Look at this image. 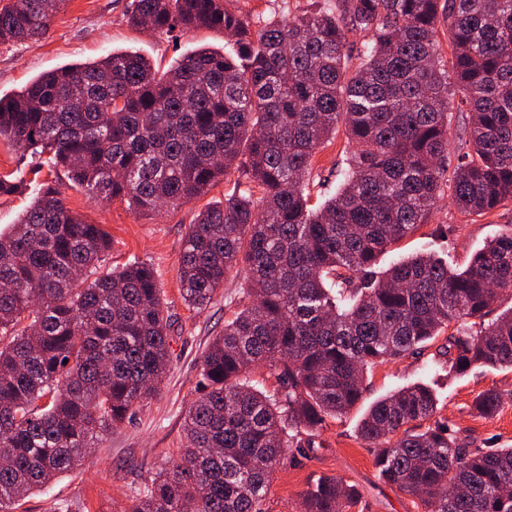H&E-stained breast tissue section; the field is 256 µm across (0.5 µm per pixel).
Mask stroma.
Masks as SVG:
<instances>
[{
	"mask_svg": "<svg viewBox=\"0 0 512 512\" xmlns=\"http://www.w3.org/2000/svg\"><path fill=\"white\" fill-rule=\"evenodd\" d=\"M133 0H65L47 35L37 41L0 45V96L19 92L37 76L59 67L93 62L116 50H131L154 66L167 69L184 55L207 47L230 52L223 30L203 28L167 37L129 26L126 14ZM347 140L337 132L331 143L312 160L311 204L333 195L340 182ZM233 177L218 181L200 199L175 210L138 217L126 202H100L61 179L59 188L67 207L83 220L100 225L112 239L108 263L120 266L136 259L152 264L162 288V298L173 318L171 358L158 396L139 406L118 430L103 432L78 469L63 474L50 488L26 498L25 512H127L136 488L149 483L157 470L184 446V418L197 397L202 355L224 328L238 299L242 274L230 273L224 288L201 313L189 310L181 298L178 278L183 242L200 209L223 200ZM454 226L448 237L436 228ZM512 230V207L484 217L460 214L450 199H440L429 224L392 246L378 260L386 269L400 257L435 251L448 255L453 264L466 267L472 255L495 236ZM447 335H440L424 351L373 369L356 407L339 419L328 420L312 439L311 451L277 469L265 502L266 512H303V493L321 477H336L357 485L362 499L350 512H423L418 497L400 492L383 482L369 448L356 438L358 420L372 402L404 386L423 382L439 399V415L456 432L466 449L512 445V369L469 366L456 374L442 370ZM498 390L502 410L486 419L475 414L477 394Z\"/></svg>",
	"mask_w": 512,
	"mask_h": 512,
	"instance_id": "stroma-1",
	"label": "stroma"
}]
</instances>
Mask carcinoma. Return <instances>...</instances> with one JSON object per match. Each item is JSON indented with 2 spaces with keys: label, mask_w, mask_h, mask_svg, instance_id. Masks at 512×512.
<instances>
[{
  "label": "carcinoma",
  "mask_w": 512,
  "mask_h": 512,
  "mask_svg": "<svg viewBox=\"0 0 512 512\" xmlns=\"http://www.w3.org/2000/svg\"><path fill=\"white\" fill-rule=\"evenodd\" d=\"M61 3L7 0L0 44L44 36ZM128 22L219 28L233 52L197 49L163 72L127 51L65 65L0 97V140L136 216L238 174L190 225L178 273L185 304L203 310L242 263L247 304L203 356L180 460L135 491L130 512H264L272 474L305 454L300 435L349 413L369 369L452 322L448 372L512 368V312L482 322L512 292V232L462 270L432 253L375 269L445 195L465 216L512 203V0H312L270 22L231 0H134ZM356 30L369 43L355 56ZM451 90L469 114L452 152ZM341 127L353 153L313 208L311 160ZM24 186L21 169L0 176V196ZM109 249L49 181L0 232V512L80 466L159 391L171 329L160 285L144 262L103 268ZM261 366L271 391L250 380ZM501 406L493 389L475 400L483 418ZM438 411L422 383L370 405L357 436L380 478L424 512H512V446L460 448ZM358 498L332 477L304 493L306 512H348Z\"/></svg>",
  "instance_id": "cac0c4a2"
}]
</instances>
